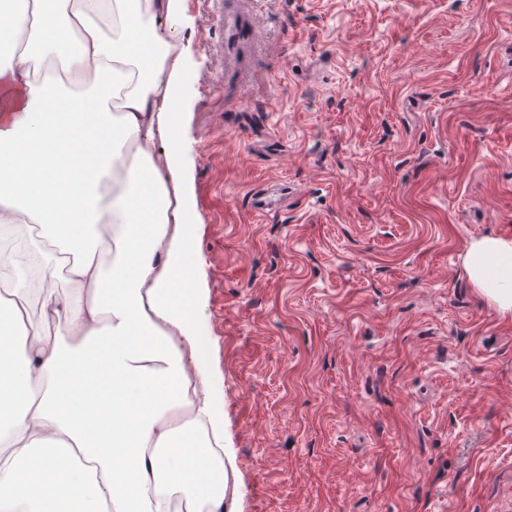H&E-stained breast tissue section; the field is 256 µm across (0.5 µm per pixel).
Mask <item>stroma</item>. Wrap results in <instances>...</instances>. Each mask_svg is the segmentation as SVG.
Instances as JSON below:
<instances>
[{
  "instance_id": "1",
  "label": "stroma",
  "mask_w": 512,
  "mask_h": 512,
  "mask_svg": "<svg viewBox=\"0 0 512 512\" xmlns=\"http://www.w3.org/2000/svg\"><path fill=\"white\" fill-rule=\"evenodd\" d=\"M182 17L224 512H512V314L464 268L512 229V0Z\"/></svg>"
}]
</instances>
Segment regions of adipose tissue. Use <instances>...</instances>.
<instances>
[{"label": "adipose tissue", "mask_w": 512, "mask_h": 512, "mask_svg": "<svg viewBox=\"0 0 512 512\" xmlns=\"http://www.w3.org/2000/svg\"><path fill=\"white\" fill-rule=\"evenodd\" d=\"M183 0H30L19 12L0 10V305L23 321L20 353L25 396L0 431V512H224V414L216 407L224 385L210 368V340L197 315L180 313L175 285L194 236L176 159L175 111L186 82L180 38L157 36L176 22ZM62 18V38L50 36L47 16ZM66 109L49 113L52 98ZM89 125L81 143L95 153L100 134L111 139L108 168L93 175L97 202L93 231H75L57 213L58 188L80 171L45 163L37 170L39 196L22 204L4 182L22 130L39 132L54 148L66 127ZM142 194L143 210L130 206ZM30 233L43 251L48 282L64 281L58 297L5 273L7 239ZM470 279L504 313H512V245L494 238L471 243L464 259ZM63 319L82 336L73 351L50 340L44 327ZM104 357L114 378L169 384L159 403L127 416L112 401V421L89 430L63 374ZM37 464L36 484L64 487L75 477L84 495L35 503L10 476L21 465L16 449ZM201 461L204 480L187 478Z\"/></svg>", "instance_id": "ef3b65f1"}]
</instances>
